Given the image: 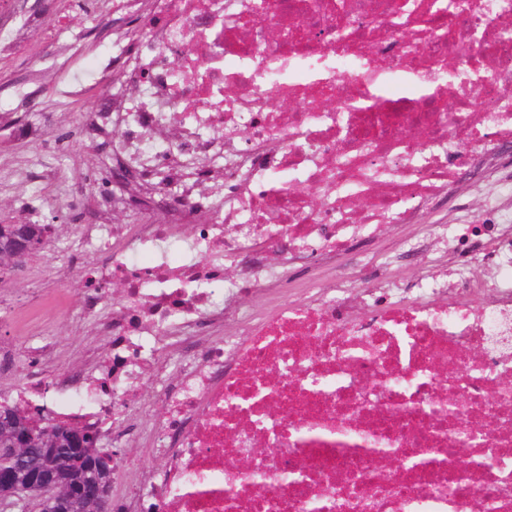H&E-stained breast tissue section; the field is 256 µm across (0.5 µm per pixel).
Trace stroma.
<instances>
[{
    "instance_id": "35a3bbf8",
    "label": "stroma",
    "mask_w": 512,
    "mask_h": 512,
    "mask_svg": "<svg viewBox=\"0 0 512 512\" xmlns=\"http://www.w3.org/2000/svg\"><path fill=\"white\" fill-rule=\"evenodd\" d=\"M73 25L82 27L92 51L67 68H58L52 58H45L44 78L28 88L25 95H16L7 80L8 74L23 72L27 59L16 57L0 61V108L12 112L19 135L7 138L4 148L15 161L36 158L39 175L28 186L25 201H16L11 195L0 194V224H16L37 215L41 223L51 225V237L62 244L77 234L79 225L96 222L97 214L91 207L89 191L98 182L111 181L112 175L102 164L109 154L108 142H85L75 124L76 118L94 111L112 95L107 82L85 81L76 87L72 78L78 72H90L99 58L111 57L112 47L104 34V24L76 17ZM500 192L489 179H469L448 198L449 223L475 224L485 219V204ZM45 249L29 254L21 265L0 274V315H7L20 304L43 291V283L25 277L45 258ZM84 282L78 272L67 275L66 288L60 304L45 308L44 313L56 327L55 341L65 353L62 368L81 363L84 352L80 348L83 324L76 322L71 307L82 297Z\"/></svg>"
}]
</instances>
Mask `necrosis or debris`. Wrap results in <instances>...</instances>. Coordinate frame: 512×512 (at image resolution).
Masks as SVG:
<instances>
[{"label":"necrosis or debris","mask_w":512,"mask_h":512,"mask_svg":"<svg viewBox=\"0 0 512 512\" xmlns=\"http://www.w3.org/2000/svg\"><path fill=\"white\" fill-rule=\"evenodd\" d=\"M473 2L465 22L453 0H58L21 22L0 0V58L24 55L27 83L40 46L89 51L58 17L112 21L114 94L78 129L111 138L121 187L67 250L90 349L56 371L63 293L28 301L8 396L154 442L112 512H512V206L448 221L489 164L512 197V0ZM438 250L444 273L398 300L356 262ZM254 293L267 313L229 330ZM0 340L10 344L16 354L18 365L14 372L4 375L0 380V388L4 390H15L25 382L24 362L27 355L28 343L23 336H18L11 329L1 330Z\"/></svg>","instance_id":"obj_1"}]
</instances>
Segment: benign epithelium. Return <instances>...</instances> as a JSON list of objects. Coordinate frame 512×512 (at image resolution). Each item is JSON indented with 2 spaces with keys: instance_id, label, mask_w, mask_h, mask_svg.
<instances>
[{
  "instance_id": "1",
  "label": "benign epithelium",
  "mask_w": 512,
  "mask_h": 512,
  "mask_svg": "<svg viewBox=\"0 0 512 512\" xmlns=\"http://www.w3.org/2000/svg\"><path fill=\"white\" fill-rule=\"evenodd\" d=\"M38 427L23 422L14 431V447L0 448L1 455H10L17 448L26 447ZM63 451L93 460V472L82 477L75 485L76 495L111 507L113 482V454L97 447L80 433L53 436ZM65 480L62 474L40 475L18 465H0V505L5 508L21 507L23 512H71L70 501L58 493Z\"/></svg>"
}]
</instances>
